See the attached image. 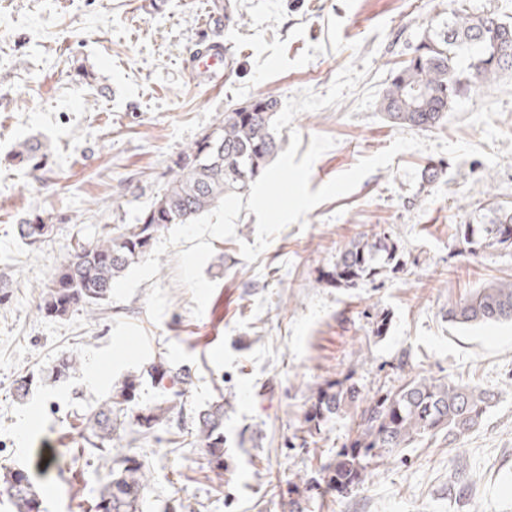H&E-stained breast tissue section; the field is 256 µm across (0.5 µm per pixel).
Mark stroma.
<instances>
[{
  "instance_id": "1",
  "label": "stroma",
  "mask_w": 512,
  "mask_h": 512,
  "mask_svg": "<svg viewBox=\"0 0 512 512\" xmlns=\"http://www.w3.org/2000/svg\"><path fill=\"white\" fill-rule=\"evenodd\" d=\"M210 2L0 0V471L27 470L45 512H94L115 457L85 452L79 423L135 375L129 413L176 402L155 437L126 432L124 453L147 468L141 512H288L279 485L315 475L358 413L344 409L304 446L312 394L349 375L371 397L410 374L494 400L459 443L418 441L310 512H512V322L448 320L512 276L511 245L469 256L457 233L487 223L490 204L512 207V71L439 127L396 128L377 108L389 71L453 0H235L244 24L220 27ZM211 42L232 69H194ZM269 91L279 151L246 196L170 225L98 314L41 311L42 285L76 243L135 223L186 146ZM25 141L41 144L44 169L17 164ZM47 213L45 241L22 242L17 224ZM382 234L393 263L353 288L328 283L345 245ZM63 357L78 369L53 380ZM161 359L187 383L155 384ZM23 376L33 384L20 398ZM218 400L220 477L192 423ZM461 478L466 495L449 496Z\"/></svg>"
}]
</instances>
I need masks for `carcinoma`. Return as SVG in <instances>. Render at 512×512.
Returning <instances> with one entry per match:
<instances>
[{
  "label": "carcinoma",
  "mask_w": 512,
  "mask_h": 512,
  "mask_svg": "<svg viewBox=\"0 0 512 512\" xmlns=\"http://www.w3.org/2000/svg\"><path fill=\"white\" fill-rule=\"evenodd\" d=\"M211 13L243 20L231 0H212ZM498 18L493 12H477L467 0H456L443 33L420 40L413 56L391 71L378 109L395 127L429 130L441 125L448 110L472 89L496 80L512 70V53L497 48L506 33L490 27ZM471 50V62L458 70L456 50ZM279 101L272 93L261 94L224 113L211 131L191 143L175 162L177 170L163 192L137 219V223L113 228L95 243L82 245L45 283L41 310L51 317L74 311L94 313L112 295L114 284L150 248L171 224H190L227 197L245 194L278 152L272 127ZM487 224H464L460 236L466 250L512 244V209L498 206ZM53 225L37 215L18 225L17 234L35 245L51 233ZM388 238L374 243L357 240L345 246L336 258L332 283L352 288L376 274L375 258L383 253L394 259ZM451 321L463 325L512 322V279H500L471 293L448 311ZM137 377L119 390L82 422L90 450L105 452L117 440L114 419L132 401ZM494 395L456 380L410 376L394 390L386 391L363 407L349 443L324 463L317 475L288 488L289 512H306L308 492L349 494L364 484L384 458L415 441L442 436L453 444L475 430L483 421ZM364 401L360 389L346 376L329 380L311 397L306 413L307 437L318 443L323 423L344 408ZM173 406L161 405L135 415L137 433L148 436L168 419ZM197 439L206 448L210 469L224 474V401L220 400L195 416ZM145 465L132 456L118 460L112 479L101 489L97 512H139L146 488ZM0 496L14 512H43L42 499L29 473L23 469L0 474Z\"/></svg>",
  "instance_id": "cac0c4a2"
}]
</instances>
